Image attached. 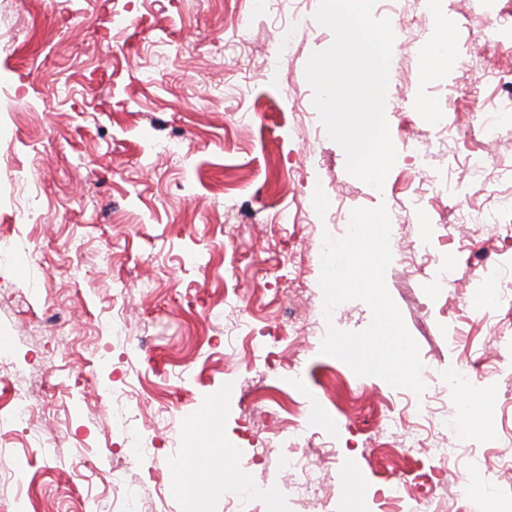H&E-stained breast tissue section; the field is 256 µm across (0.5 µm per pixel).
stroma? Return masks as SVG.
<instances>
[{"mask_svg": "<svg viewBox=\"0 0 512 512\" xmlns=\"http://www.w3.org/2000/svg\"><path fill=\"white\" fill-rule=\"evenodd\" d=\"M318 5L0 0V94L18 103L0 117V238L11 242L0 251V405L18 391L35 408L24 425L0 421V492L18 496L16 512H390L399 474L459 512L429 460L436 444L454 450L459 486L481 494L490 475L512 499V352L501 343L512 304L479 303L512 284V247L457 223L453 196L427 195L429 235L405 225L385 277L433 377L422 395L357 376L288 321L323 299L325 237L345 238L354 208H410L418 169L459 179L473 208L512 197V124L492 143L479 129L512 99L500 79L512 38L485 50L475 101L455 67L431 86L402 46L425 27L451 48L484 49L472 0H435V18L415 0L375 6L397 42L386 117L398 156L380 196L348 173L340 146L316 138L305 65L333 40L312 21ZM434 112L454 124L444 148ZM481 150L491 166L473 181L466 156ZM428 246L458 268L430 263ZM288 252L304 291L285 300ZM462 366L480 375L466 434L463 394L445 384ZM269 386L329 452L318 496L288 494L287 447L251 460L288 429L250 405ZM394 408L423 446L371 439ZM192 411L211 424L207 463L185 464L180 493L170 463Z\"/></svg>", "mask_w": 512, "mask_h": 512, "instance_id": "1", "label": "stroma"}]
</instances>
